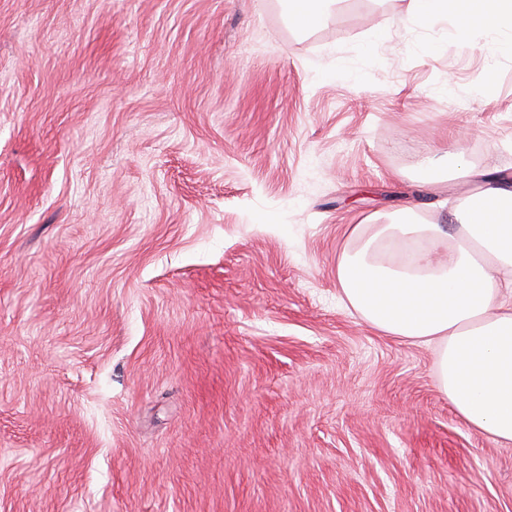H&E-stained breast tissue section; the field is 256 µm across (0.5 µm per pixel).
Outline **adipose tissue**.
<instances>
[{"label": "adipose tissue", "mask_w": 512, "mask_h": 512, "mask_svg": "<svg viewBox=\"0 0 512 512\" xmlns=\"http://www.w3.org/2000/svg\"><path fill=\"white\" fill-rule=\"evenodd\" d=\"M456 13L457 42L478 28L512 33V0H410L406 20ZM454 233L413 210L354 225L336 278L377 332L432 346L440 391L470 426L512 443V176L461 200Z\"/></svg>", "instance_id": "1"}]
</instances>
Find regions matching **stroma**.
I'll list each match as a JSON object with an SVG mask.
<instances>
[{
	"label": "stroma",
	"instance_id": "obj_1",
	"mask_svg": "<svg viewBox=\"0 0 512 512\" xmlns=\"http://www.w3.org/2000/svg\"><path fill=\"white\" fill-rule=\"evenodd\" d=\"M408 0H0V512H512V445L347 309V228L512 171V49ZM331 0H290L289 13L297 29L309 28L318 23Z\"/></svg>",
	"mask_w": 512,
	"mask_h": 512
}]
</instances>
